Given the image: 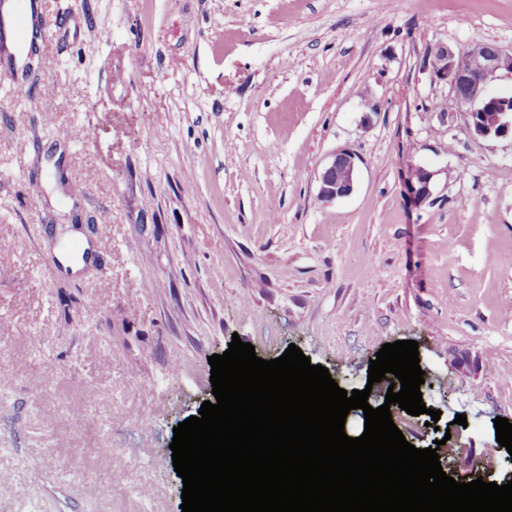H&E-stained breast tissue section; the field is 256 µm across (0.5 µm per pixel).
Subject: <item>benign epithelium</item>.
Wrapping results in <instances>:
<instances>
[{"instance_id": "benign-epithelium-1", "label": "benign epithelium", "mask_w": 512, "mask_h": 512, "mask_svg": "<svg viewBox=\"0 0 512 512\" xmlns=\"http://www.w3.org/2000/svg\"><path fill=\"white\" fill-rule=\"evenodd\" d=\"M431 75L450 85L456 102L465 108L470 124L480 137L512 135V96H494L485 92L487 83L498 74L512 75V51L481 44L453 49L436 45L428 50ZM472 58L479 67H467ZM359 156L342 149L333 153L319 176V198L334 201L351 194L354 189ZM432 173L418 166L412 169L410 188L414 198L427 200L431 195Z\"/></svg>"}]
</instances>
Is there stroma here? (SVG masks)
Returning <instances> with one entry per match:
<instances>
[{"label":"stroma","mask_w":512,"mask_h":512,"mask_svg":"<svg viewBox=\"0 0 512 512\" xmlns=\"http://www.w3.org/2000/svg\"><path fill=\"white\" fill-rule=\"evenodd\" d=\"M44 2L30 95L0 85V512H182L173 429L236 336L374 408L371 360L417 341L427 411L394 424L456 481L512 480V138L476 136L427 56L511 50L512 0ZM340 149L354 190L325 202ZM76 229L74 274L50 257ZM359 156L349 149L335 151L319 176V198L330 202L351 194L354 189ZM431 178L432 173L425 167L418 166L412 169L410 188L414 198L419 201H425L430 197Z\"/></svg>","instance_id":"stroma-1"}]
</instances>
